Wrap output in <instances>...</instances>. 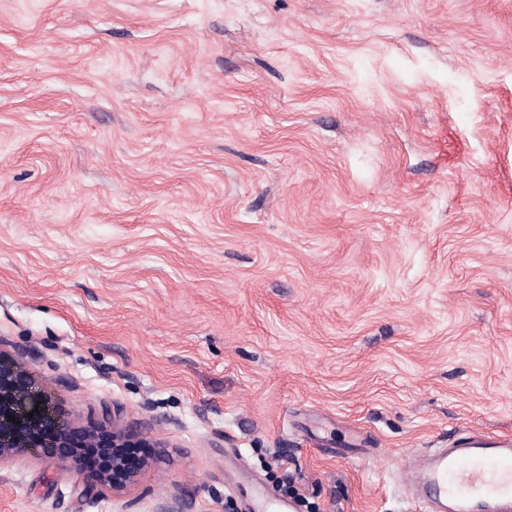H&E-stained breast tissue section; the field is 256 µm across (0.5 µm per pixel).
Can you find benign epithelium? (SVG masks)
Returning <instances> with one entry per match:
<instances>
[{"mask_svg": "<svg viewBox=\"0 0 512 512\" xmlns=\"http://www.w3.org/2000/svg\"><path fill=\"white\" fill-rule=\"evenodd\" d=\"M0 351V466L12 464L29 456L38 457L60 468H68L80 449L92 446L104 432L109 437L108 447L112 452V470L124 472V480L116 482L108 472H99L83 477L86 488L105 487L112 494L120 495L137 483L142 472L152 463L147 458L135 466L128 465L124 455L115 452L126 448L137 440L140 430L122 419V409L117 405L104 406L101 410L99 427L87 430L64 415L55 414V440L49 442L41 435V420L49 409V402L35 389L28 369L16 357L5 364ZM33 417H28V414Z\"/></svg>", "mask_w": 512, "mask_h": 512, "instance_id": "7a95c632", "label": "benign epithelium"}]
</instances>
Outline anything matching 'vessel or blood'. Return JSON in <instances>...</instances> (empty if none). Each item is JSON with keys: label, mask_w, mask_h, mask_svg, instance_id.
Instances as JSON below:
<instances>
[{"label": "vessel or blood", "mask_w": 512, "mask_h": 512, "mask_svg": "<svg viewBox=\"0 0 512 512\" xmlns=\"http://www.w3.org/2000/svg\"><path fill=\"white\" fill-rule=\"evenodd\" d=\"M409 491L421 512H512V438L473 432L416 459Z\"/></svg>", "instance_id": "obj_1"}]
</instances>
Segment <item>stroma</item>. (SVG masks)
Listing matches in <instances>:
<instances>
[{"label": "stroma", "instance_id": "stroma-1", "mask_svg": "<svg viewBox=\"0 0 512 512\" xmlns=\"http://www.w3.org/2000/svg\"><path fill=\"white\" fill-rule=\"evenodd\" d=\"M0 340L170 451L0 512H416L512 435V0H0Z\"/></svg>", "mask_w": 512, "mask_h": 512}]
</instances>
